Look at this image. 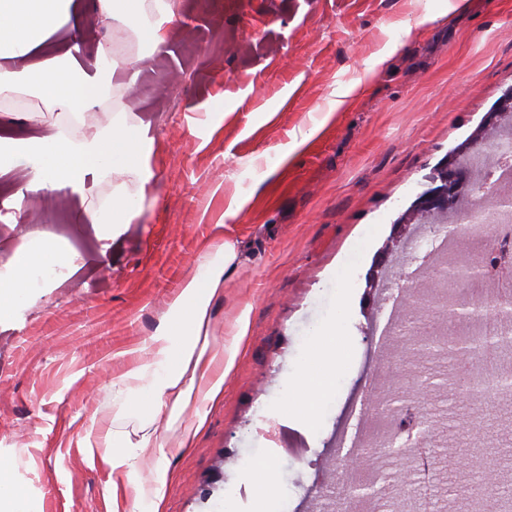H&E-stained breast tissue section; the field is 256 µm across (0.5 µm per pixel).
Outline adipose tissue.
<instances>
[{
    "mask_svg": "<svg viewBox=\"0 0 512 512\" xmlns=\"http://www.w3.org/2000/svg\"><path fill=\"white\" fill-rule=\"evenodd\" d=\"M75 0H0V94L23 91L57 114L55 129L38 139L0 138V168H24L26 178L15 195V209L33 197L67 187L84 196L87 176L107 184L109 192L90 213L97 239L113 235L117 224L134 223L142 213L153 173L152 141L115 90L117 66L137 70L144 50H159L175 21L171 0H97L99 23L111 25L112 41L99 45L93 71L76 59L72 45L41 65L26 57L46 38L70 23ZM136 41L138 52L116 58L117 44ZM99 106L107 114L94 133H82L85 113ZM70 255L49 231L29 233L18 257L0 260V318L10 315L33 290L46 287ZM242 261L241 248L219 237L200 251L190 275L171 302L162 323L142 347L144 356L112 380L119 396L113 417L134 420L132 432L106 428L84 436L91 458L108 472L104 498L110 512H123L134 501L137 512H160L169 480L164 461L137 476L138 459L160 447L159 423L167 408L211 403L224 391L248 332L240 316L223 353L209 349L210 307L224 297L226 275ZM348 297H341L332 322L319 326L309 342V364L289 379L278 408L308 424L335 391L339 371L350 351Z\"/></svg>",
    "mask_w": 512,
    "mask_h": 512,
    "instance_id": "adipose-tissue-1",
    "label": "adipose tissue"
}]
</instances>
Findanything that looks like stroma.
I'll use <instances>...</instances> for the list:
<instances>
[{
  "label": "stroma",
  "instance_id": "obj_1",
  "mask_svg": "<svg viewBox=\"0 0 512 512\" xmlns=\"http://www.w3.org/2000/svg\"><path fill=\"white\" fill-rule=\"evenodd\" d=\"M179 19L138 74L113 83L154 141V178L136 223L101 243L86 199L60 188L23 222L0 212V259L64 214L56 234L74 249L69 269L0 318V458L43 512H106V472L80 446L111 410L114 375L153 333L216 229L240 242L244 263L211 308V349L237 318L249 333L217 403L188 407L200 423L192 447L169 457L162 512H221L234 491L249 512L254 461L271 460L282 512H313L314 463L328 445L359 363L366 276L392 223L448 151L467 138L512 86V0H172ZM374 70H367V63ZM164 83L174 94L135 95ZM0 99V138L50 133L53 112ZM320 133L301 136L313 126ZM353 263L350 279L338 275ZM352 296V354L314 424L273 415L285 383L307 358L315 329ZM431 377L440 454L436 512H469L473 475L497 466L512 485V398L488 422L496 449L467 450L452 421L470 411L457 364L442 355L399 363L396 386Z\"/></svg>",
  "mask_w": 512,
  "mask_h": 512
}]
</instances>
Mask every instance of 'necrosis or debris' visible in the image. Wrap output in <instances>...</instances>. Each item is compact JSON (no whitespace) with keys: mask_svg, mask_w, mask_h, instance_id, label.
<instances>
[{"mask_svg":"<svg viewBox=\"0 0 512 512\" xmlns=\"http://www.w3.org/2000/svg\"><path fill=\"white\" fill-rule=\"evenodd\" d=\"M464 166L476 177L478 191L458 211L448 215L454 232L442 230L433 220L412 225L401 250L391 256L381 274L380 298L368 318L367 341L362 351L358 379L340 415L333 444L361 455L367 450L382 453L389 445L411 448L409 433L419 417L418 404H411L399 419L377 424L368 403L379 389L382 369H394L395 354L404 352L401 338L412 331L402 319L410 296L428 287L439 318L453 319L459 288L436 281L442 267L464 270L478 266L480 276L474 287L477 303H490L492 310L461 323L458 332L477 342L467 358L482 374L479 386H462L480 412H489L497 397L512 393V352L501 345L483 346L487 336L512 335V206L485 208L479 190L484 186L512 187V129L498 131L485 152L466 156ZM414 484L398 483L389 512H429L432 505L430 472L424 463L412 464Z\"/></svg>","mask_w":512,"mask_h":512,"instance_id":"obj_1","label":"necrosis or debris"}]
</instances>
